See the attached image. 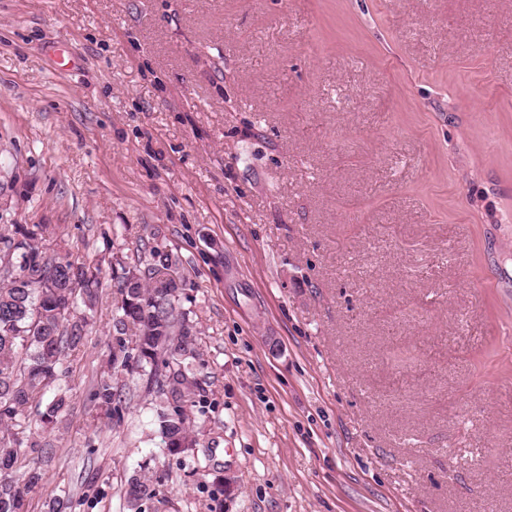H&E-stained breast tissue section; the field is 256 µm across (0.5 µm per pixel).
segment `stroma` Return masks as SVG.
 <instances>
[{"mask_svg":"<svg viewBox=\"0 0 512 512\" xmlns=\"http://www.w3.org/2000/svg\"><path fill=\"white\" fill-rule=\"evenodd\" d=\"M0 224L155 232L207 400L90 403L104 286L30 512H512V0H0ZM128 490H126L127 498L134 501L132 506H137V512H142V504L153 501L158 496V490L153 482L149 479H135L133 482H129Z\"/></svg>","mask_w":512,"mask_h":512,"instance_id":"obj_1","label":"stroma"}]
</instances>
